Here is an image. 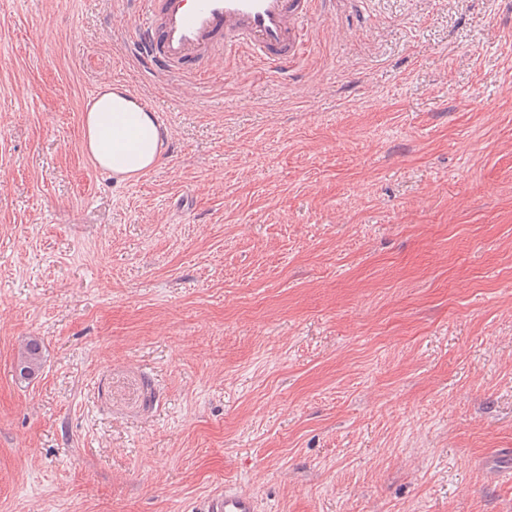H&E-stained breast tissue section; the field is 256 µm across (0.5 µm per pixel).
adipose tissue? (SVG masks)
<instances>
[{
	"label": "adipose tissue",
	"mask_w": 512,
	"mask_h": 512,
	"mask_svg": "<svg viewBox=\"0 0 512 512\" xmlns=\"http://www.w3.org/2000/svg\"><path fill=\"white\" fill-rule=\"evenodd\" d=\"M166 142L154 113L120 86L106 85L84 105L82 144L91 159L120 179L153 168Z\"/></svg>",
	"instance_id": "ef3b65f1"
}]
</instances>
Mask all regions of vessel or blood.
<instances>
[{
    "label": "vessel or blood",
    "mask_w": 512,
    "mask_h": 512,
    "mask_svg": "<svg viewBox=\"0 0 512 512\" xmlns=\"http://www.w3.org/2000/svg\"><path fill=\"white\" fill-rule=\"evenodd\" d=\"M316 0H160L158 13L133 26L142 58L158 70L197 64L238 52L273 71L287 70L302 54L305 23ZM205 512H256L248 494L212 496Z\"/></svg>",
    "instance_id": "b4317fda"
}]
</instances>
